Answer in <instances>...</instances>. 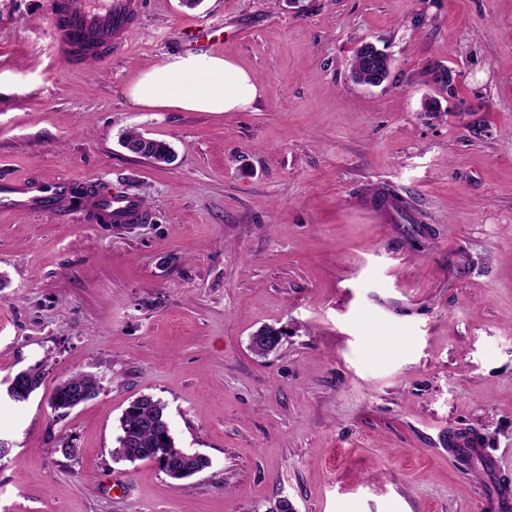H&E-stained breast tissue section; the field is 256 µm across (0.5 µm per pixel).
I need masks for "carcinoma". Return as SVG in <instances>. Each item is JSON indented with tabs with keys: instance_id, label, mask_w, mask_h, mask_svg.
I'll return each instance as SVG.
<instances>
[{
	"instance_id": "obj_1",
	"label": "carcinoma",
	"mask_w": 512,
	"mask_h": 512,
	"mask_svg": "<svg viewBox=\"0 0 512 512\" xmlns=\"http://www.w3.org/2000/svg\"><path fill=\"white\" fill-rule=\"evenodd\" d=\"M380 65L372 71L364 68L366 52L360 48L352 56V67L356 82L379 86L389 77L393 64L392 55L382 50L379 53ZM428 82L443 92H452L448 85L445 65L438 63L426 68ZM282 330L274 326H264L261 334L264 342L252 348V353L265 357L278 347L282 341ZM73 385L91 392H98L99 379L88 373L76 372L62 379L54 388L48 399L49 407L54 411H62L69 406L70 388ZM167 405L161 399L151 395H142L133 400L124 410L120 418V434L118 446L112 450V457L124 462L135 463L147 458L156 459L160 470L172 480H179V468L185 460L187 449L177 446L171 432L167 413Z\"/></svg>"
}]
</instances>
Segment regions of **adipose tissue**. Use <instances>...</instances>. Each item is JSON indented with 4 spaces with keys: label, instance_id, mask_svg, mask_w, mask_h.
<instances>
[{
    "label": "adipose tissue",
    "instance_id": "1",
    "mask_svg": "<svg viewBox=\"0 0 512 512\" xmlns=\"http://www.w3.org/2000/svg\"><path fill=\"white\" fill-rule=\"evenodd\" d=\"M258 95L250 73L219 54L176 56L144 69L129 98L147 107L191 112H239Z\"/></svg>",
    "mask_w": 512,
    "mask_h": 512
}]
</instances>
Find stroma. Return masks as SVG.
I'll list each match as a JSON object with an SVG mask.
<instances>
[{"mask_svg":"<svg viewBox=\"0 0 512 512\" xmlns=\"http://www.w3.org/2000/svg\"><path fill=\"white\" fill-rule=\"evenodd\" d=\"M189 20L255 78L250 109L129 101ZM50 25V0H0V180L115 186L149 220L0 207V512H486L512 475V0H143L128 49L85 63ZM364 41L393 57L381 86L351 78ZM266 325L284 336L260 358ZM77 371L101 391L54 413ZM141 395L210 468L113 460ZM458 427L498 468L449 455ZM19 374L16 376H12L7 381L6 387V395L7 397L17 405L26 404L31 396V387L25 386H33L34 389L40 388V382L42 380L43 370L40 366H33L28 369V371L22 373L23 379L19 377ZM72 385L94 392L95 396L100 388L99 379L96 376L84 372L73 373L62 379L51 393L48 405L53 411H62L69 406Z\"/></svg>","mask_w":512,"mask_h":512,"instance_id":"35a3bbf8","label":"stroma"}]
</instances>
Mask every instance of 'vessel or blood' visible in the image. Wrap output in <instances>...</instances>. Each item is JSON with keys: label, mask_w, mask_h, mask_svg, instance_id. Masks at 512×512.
<instances>
[{"label": "vessel or blood", "mask_w": 512, "mask_h": 512, "mask_svg": "<svg viewBox=\"0 0 512 512\" xmlns=\"http://www.w3.org/2000/svg\"><path fill=\"white\" fill-rule=\"evenodd\" d=\"M54 49L60 59L77 62L103 59L126 50L139 14L140 0H50ZM64 203L62 194L38 183H0V206L51 212ZM94 224H133L147 212L140 200L125 192L103 190L82 201Z\"/></svg>", "instance_id": "vessel-or-blood-1"}]
</instances>
